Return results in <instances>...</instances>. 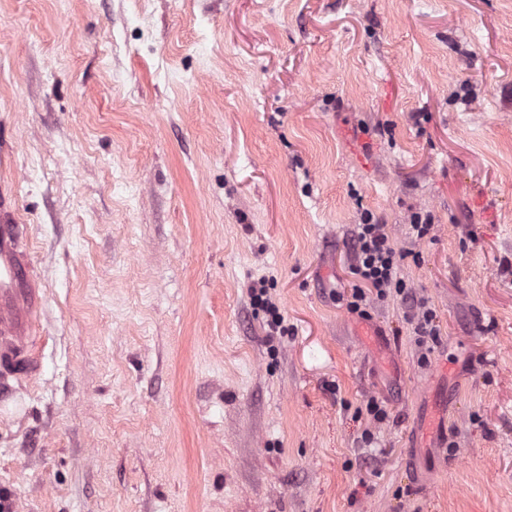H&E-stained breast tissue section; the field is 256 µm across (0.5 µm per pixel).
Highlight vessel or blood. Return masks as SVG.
Here are the masks:
<instances>
[{"label": "vessel or blood", "instance_id": "b4317fda", "mask_svg": "<svg viewBox=\"0 0 512 512\" xmlns=\"http://www.w3.org/2000/svg\"><path fill=\"white\" fill-rule=\"evenodd\" d=\"M27 225L17 223L0 199V395L37 377L34 354L45 293L29 261Z\"/></svg>", "mask_w": 512, "mask_h": 512}]
</instances>
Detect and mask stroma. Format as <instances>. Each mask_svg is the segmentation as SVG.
<instances>
[{
	"mask_svg": "<svg viewBox=\"0 0 512 512\" xmlns=\"http://www.w3.org/2000/svg\"><path fill=\"white\" fill-rule=\"evenodd\" d=\"M0 192L46 297L10 512H512V0H0ZM366 212L434 218L428 364L346 310ZM250 301L254 309L263 312L268 317L267 325L271 333L279 332V335H282L288 332V328L283 326L284 318L280 314L278 306L271 300L264 285L250 289Z\"/></svg>",
	"mask_w": 512,
	"mask_h": 512,
	"instance_id": "stroma-1",
	"label": "stroma"
}]
</instances>
